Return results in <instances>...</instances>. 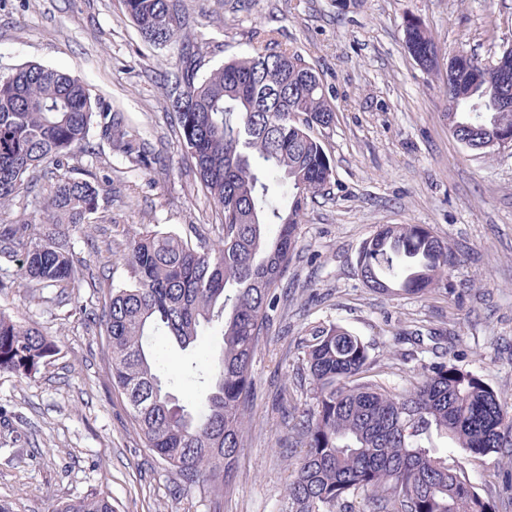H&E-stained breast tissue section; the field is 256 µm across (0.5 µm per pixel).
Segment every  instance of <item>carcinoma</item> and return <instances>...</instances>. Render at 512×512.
<instances>
[{
    "label": "carcinoma",
    "instance_id": "cac0c4a2",
    "mask_svg": "<svg viewBox=\"0 0 512 512\" xmlns=\"http://www.w3.org/2000/svg\"><path fill=\"white\" fill-rule=\"evenodd\" d=\"M124 14L154 46L184 38L182 0H122ZM405 44L424 57L435 44L419 18L406 21ZM448 77V115L461 131L485 121L512 129L497 112V89L473 54ZM199 54L183 49L167 76L181 143L220 215L217 242L197 244L152 230L127 244V284L106 302L105 332L113 387L151 451L203 494L219 501L241 448L252 361L268 329L275 290L293 259L301 217L331 181L332 166L315 127L336 118L312 67L286 50H256L198 76ZM97 134L113 150L147 163L123 118L68 72L40 64L0 71V247L22 246L18 278L34 288H67L78 277L62 238L65 225L88 223L100 183L60 173L38 202L39 214L14 211L26 177L50 161L56 169L92 154ZM458 256L425 224H385L366 239L357 271L373 290L420 294L449 280ZM214 323L217 361L187 364L201 396L174 394L167 361L149 344L171 338L185 351ZM59 351L36 325L0 311V371L31 378ZM303 370L313 385L296 424L305 452L287 488L285 512H494L465 475L426 446L434 431L472 457L512 458V414L484 379L446 361L431 364L410 388L393 393L367 379L369 346L340 326L305 341ZM54 512H112L97 495L77 496Z\"/></svg>",
    "mask_w": 512,
    "mask_h": 512
}]
</instances>
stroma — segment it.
Wrapping results in <instances>:
<instances>
[{
	"label": "stroma",
	"mask_w": 512,
	"mask_h": 512,
	"mask_svg": "<svg viewBox=\"0 0 512 512\" xmlns=\"http://www.w3.org/2000/svg\"><path fill=\"white\" fill-rule=\"evenodd\" d=\"M185 44L205 70L253 49H285L319 75L335 123L314 129L333 177L299 226L267 333L252 363L253 396L233 476L219 503L154 454L114 391L103 293L125 282L124 244L155 227L207 240L220 225L171 119L170 84L183 44L145 42L121 0H0V67L28 62L72 73L124 117L153 161L140 165L93 139L70 174L109 176L88 223L64 227L79 277L66 291L20 283L22 256L0 250V309L55 339L35 377L0 371V499L14 512H53L76 496L114 512H284L303 448L294 424L311 402L301 369L314 328L338 325L370 348L372 375L394 392L434 361L478 373L512 408V144L467 149L448 128V70L408 53V18L426 24L441 56L483 63L512 45V0H183ZM383 224H426L460 254L454 290L383 295L357 274L362 243ZM430 445L459 466L496 512H512V462L470 457L449 437Z\"/></svg>",
	"instance_id": "stroma-1"
}]
</instances>
